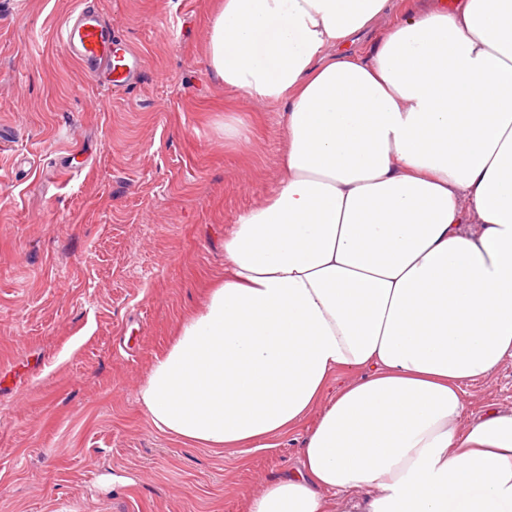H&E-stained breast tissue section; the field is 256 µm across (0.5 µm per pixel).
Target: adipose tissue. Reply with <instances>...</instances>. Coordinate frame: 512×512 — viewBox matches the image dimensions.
Listing matches in <instances>:
<instances>
[{
    "label": "adipose tissue",
    "instance_id": "adipose-tissue-1",
    "mask_svg": "<svg viewBox=\"0 0 512 512\" xmlns=\"http://www.w3.org/2000/svg\"><path fill=\"white\" fill-rule=\"evenodd\" d=\"M208 59L285 102L283 176L155 357L149 423L263 448L316 414L250 512H512V410L465 398L512 357V0H223ZM342 368L362 376L320 406Z\"/></svg>",
    "mask_w": 512,
    "mask_h": 512
}]
</instances>
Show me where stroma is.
<instances>
[{
    "instance_id": "35a3bbf8",
    "label": "stroma",
    "mask_w": 512,
    "mask_h": 512,
    "mask_svg": "<svg viewBox=\"0 0 512 512\" xmlns=\"http://www.w3.org/2000/svg\"><path fill=\"white\" fill-rule=\"evenodd\" d=\"M83 2L0 0V512H249L311 420L197 448L137 392L223 282L225 232L276 188L284 106L210 69L220 0H98L146 72L97 87L55 39ZM466 400L511 410L512 357Z\"/></svg>"
}]
</instances>
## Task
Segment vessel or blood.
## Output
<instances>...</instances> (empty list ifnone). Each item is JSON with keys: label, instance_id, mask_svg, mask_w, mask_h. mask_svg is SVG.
Here are the masks:
<instances>
[{"label": "vessel or blood", "instance_id": "obj_1", "mask_svg": "<svg viewBox=\"0 0 512 512\" xmlns=\"http://www.w3.org/2000/svg\"><path fill=\"white\" fill-rule=\"evenodd\" d=\"M65 55L79 61L92 80L105 89L136 84L144 69L141 56L117 41L99 8L82 7L71 14L57 33Z\"/></svg>", "mask_w": 512, "mask_h": 512}]
</instances>
